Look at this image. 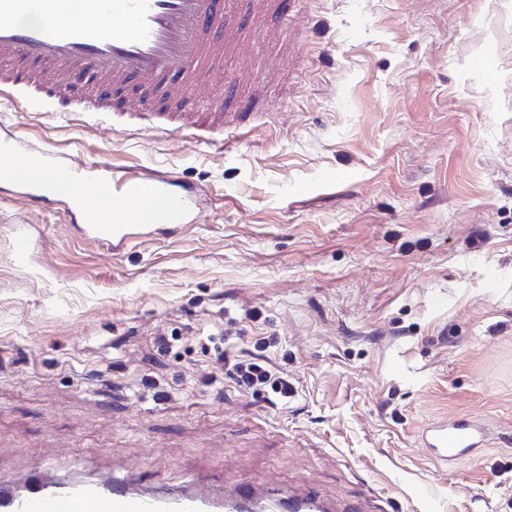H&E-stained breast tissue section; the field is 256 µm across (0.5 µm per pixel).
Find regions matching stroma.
<instances>
[{
	"instance_id": "35a3bbf8",
	"label": "stroma",
	"mask_w": 512,
	"mask_h": 512,
	"mask_svg": "<svg viewBox=\"0 0 512 512\" xmlns=\"http://www.w3.org/2000/svg\"><path fill=\"white\" fill-rule=\"evenodd\" d=\"M266 23L277 39L225 50L224 109L248 89L274 118L234 136L0 97L20 155L158 169L196 201L179 234L137 225L115 251L0 180V483L51 456L147 489L192 476L365 512H512V0H277ZM228 326L244 356L278 337L287 408L200 384L194 338ZM160 330L191 354L158 351ZM144 377L167 399L141 398ZM453 417L491 433L461 465L422 443Z\"/></svg>"
}]
</instances>
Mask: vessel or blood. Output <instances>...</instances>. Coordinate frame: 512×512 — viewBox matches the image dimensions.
I'll use <instances>...</instances> for the list:
<instances>
[{"label":"vessel or blood","mask_w":512,"mask_h":512,"mask_svg":"<svg viewBox=\"0 0 512 512\" xmlns=\"http://www.w3.org/2000/svg\"><path fill=\"white\" fill-rule=\"evenodd\" d=\"M57 0H0V93L18 90L24 102L57 112L74 78L90 74L98 91L86 94L75 109L97 122L110 108L107 89L133 87L127 112L158 130L192 131L200 139L225 130L223 105L197 104L194 88L208 78L224 80V48L239 39L227 19L237 0H70L60 15ZM60 155L41 151L40 165L74 184L101 183L106 199L75 196L70 206L83 218L82 236L120 248L128 227L168 225L179 232L195 207L188 189L163 175H117L93 167H61ZM488 443L479 422L456 418L429 428L423 445L440 460L465 461ZM24 494L0 498V512H331L315 491L270 496L256 483H244L215 496L191 487L176 492L140 490L133 478L111 473L93 479L48 482L24 476Z\"/></svg>","instance_id":"b4317fda"}]
</instances>
